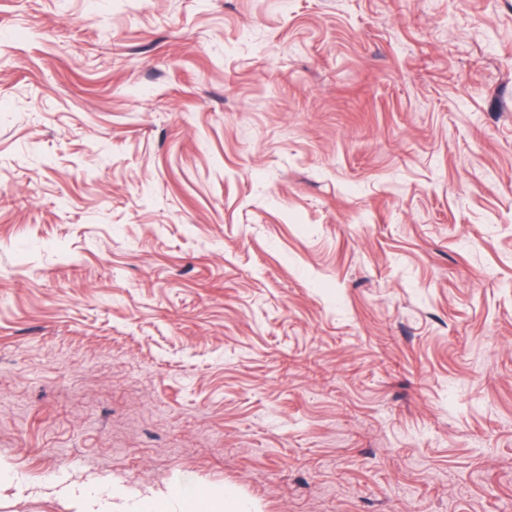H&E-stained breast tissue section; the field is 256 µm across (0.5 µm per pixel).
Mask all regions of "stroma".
I'll use <instances>...</instances> for the list:
<instances>
[{
  "label": "stroma",
  "instance_id": "obj_1",
  "mask_svg": "<svg viewBox=\"0 0 512 512\" xmlns=\"http://www.w3.org/2000/svg\"><path fill=\"white\" fill-rule=\"evenodd\" d=\"M0 512H512V0H0ZM184 497L179 484H172L166 490L149 489L135 493L122 486L97 488L82 492L78 512H167L166 507L174 500ZM119 501V503H115ZM114 507L123 511H114ZM200 512H250L248 504L239 500L230 489L208 491L203 500L197 504Z\"/></svg>",
  "mask_w": 512,
  "mask_h": 512
}]
</instances>
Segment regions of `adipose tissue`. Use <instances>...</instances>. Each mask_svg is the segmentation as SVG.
I'll list each match as a JSON object with an SVG mask.
<instances>
[{
  "label": "adipose tissue",
  "instance_id": "ef3b65f1",
  "mask_svg": "<svg viewBox=\"0 0 512 512\" xmlns=\"http://www.w3.org/2000/svg\"><path fill=\"white\" fill-rule=\"evenodd\" d=\"M182 496V488L177 484L164 490L135 493L115 485L82 492L78 506L80 512H114L118 507L123 512H167L168 504Z\"/></svg>",
  "mask_w": 512,
  "mask_h": 512
}]
</instances>
